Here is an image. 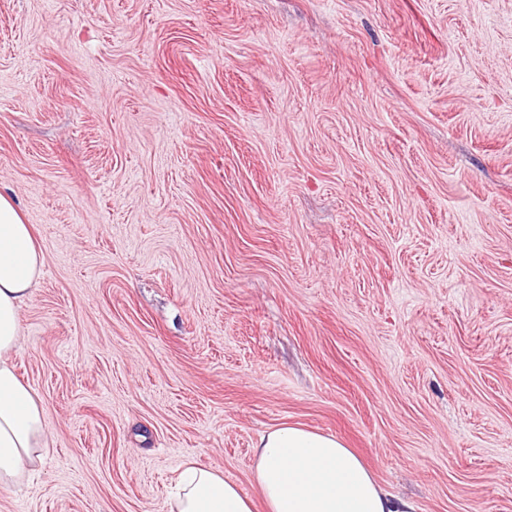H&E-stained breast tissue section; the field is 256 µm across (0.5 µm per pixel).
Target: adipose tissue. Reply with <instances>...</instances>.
Masks as SVG:
<instances>
[{
    "mask_svg": "<svg viewBox=\"0 0 512 512\" xmlns=\"http://www.w3.org/2000/svg\"><path fill=\"white\" fill-rule=\"evenodd\" d=\"M42 247L15 201L0 193V489L35 473L48 451L44 410L17 373L21 308L38 284ZM261 503L223 473L195 465L180 476L172 512H414L388 494L363 459L332 434L283 424L255 443Z\"/></svg>",
    "mask_w": 512,
    "mask_h": 512,
    "instance_id": "1",
    "label": "adipose tissue"
}]
</instances>
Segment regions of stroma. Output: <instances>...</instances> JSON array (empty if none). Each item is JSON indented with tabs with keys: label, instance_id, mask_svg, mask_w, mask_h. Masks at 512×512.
Segmentation results:
<instances>
[{
	"label": "stroma",
	"instance_id": "35a3bbf8",
	"mask_svg": "<svg viewBox=\"0 0 512 512\" xmlns=\"http://www.w3.org/2000/svg\"><path fill=\"white\" fill-rule=\"evenodd\" d=\"M0 192L49 447L0 512L253 497L284 423L512 512V0H0ZM171 512H254L255 502L221 472L195 465L180 476Z\"/></svg>",
	"mask_w": 512,
	"mask_h": 512
}]
</instances>
